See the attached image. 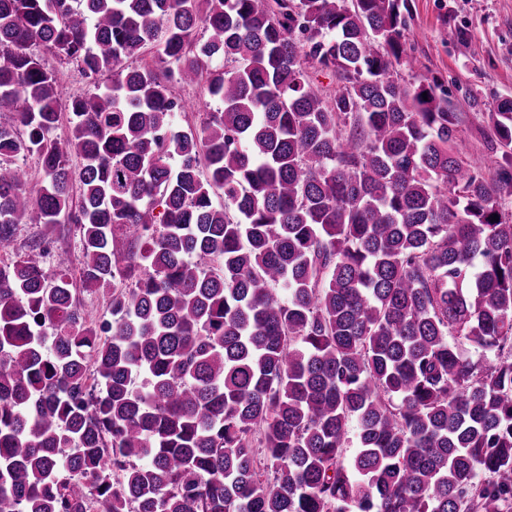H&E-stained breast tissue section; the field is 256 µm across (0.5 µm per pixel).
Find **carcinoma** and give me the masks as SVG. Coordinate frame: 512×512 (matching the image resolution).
I'll return each mask as SVG.
<instances>
[{"mask_svg": "<svg viewBox=\"0 0 512 512\" xmlns=\"http://www.w3.org/2000/svg\"><path fill=\"white\" fill-rule=\"evenodd\" d=\"M408 13L0 0V247L28 219L81 250L0 261V512L512 509V100L489 181L406 79ZM36 45L111 85L66 94ZM183 85L221 103L198 132ZM45 224H18L15 237L14 253L21 254L25 251L28 243L35 238H43L46 235L55 240L53 258L48 262L46 269L52 274L55 269L56 260L66 259L72 272L78 278L80 268V251L78 247V235L74 225L65 224L55 227L53 230L44 226Z\"/></svg>", "mask_w": 512, "mask_h": 512, "instance_id": "carcinoma-1", "label": "carcinoma"}]
</instances>
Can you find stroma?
<instances>
[{"label": "stroma", "mask_w": 512, "mask_h": 512, "mask_svg": "<svg viewBox=\"0 0 512 512\" xmlns=\"http://www.w3.org/2000/svg\"><path fill=\"white\" fill-rule=\"evenodd\" d=\"M415 79H438L463 115L459 137L469 152L487 155L486 113L512 99V0H409ZM53 237L54 255L80 268L73 225H18L16 252L35 238Z\"/></svg>", "instance_id": "stroma-1"}]
</instances>
